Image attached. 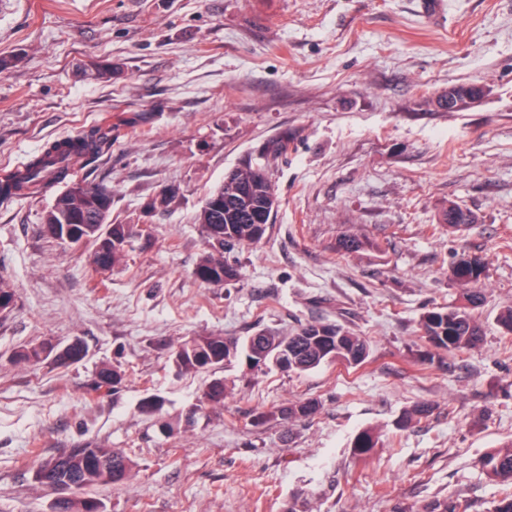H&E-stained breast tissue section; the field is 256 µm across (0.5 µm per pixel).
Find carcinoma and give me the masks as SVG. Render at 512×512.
Listing matches in <instances>:
<instances>
[{"mask_svg": "<svg viewBox=\"0 0 512 512\" xmlns=\"http://www.w3.org/2000/svg\"><path fill=\"white\" fill-rule=\"evenodd\" d=\"M112 148V128L93 127L74 139L53 143L33 156L23 168L0 175V202L20 196L41 193L53 184L73 176V165L81 159H93ZM272 184L261 169L246 163L230 171L224 183L211 193L202 205L196 221L208 245L197 263V280L222 286L238 279L236 264L224 257V248L260 241L270 228L269 212L264 199ZM112 191L103 185H84L79 193L67 188L59 193L44 217V231L48 238L62 243L64 225L73 224L79 237L96 247L103 240H112L109 259L120 265L126 257L125 247L133 238L128 224H109ZM448 232L454 233L474 222L473 215L450 202L442 213ZM484 262L474 256L460 267L452 266V275L469 284L480 281ZM465 303L455 307H434L421 317L423 337L437 348L449 352L473 349L481 340V329L473 310L483 301L481 291L472 288L464 297ZM16 293L11 284L0 277V315L11 311ZM369 355L368 340L352 331L327 323L309 324L294 334L284 336L272 332H258L243 340L226 337L221 333H205L180 342L170 351L169 362L180 374H203L210 369L243 361L245 358H264V365L251 370L261 371L271 366L288 363L286 371L305 373L326 363H343L356 367ZM82 344L73 343L65 348L51 345L45 339L20 347L14 352V362L35 366L45 361L67 365L82 360ZM120 366L104 363L98 370L97 388H116L123 380ZM226 384L220 377H212L205 386L203 402L211 407L224 406ZM163 401L154 398V405H142V410L157 416L162 430L174 433L175 425L162 416ZM319 403L313 400L292 403L278 411L284 419L309 418L317 414ZM428 407L417 405L403 412L398 425L401 428L425 417ZM376 445L370 430L355 439L354 454L367 457ZM132 460L121 450L88 443L82 448H66L41 461L35 472L36 479L57 487L68 480H76V489L86 490L100 485H119L127 482L133 471ZM482 467L488 478L504 486L502 497L496 501L493 512H512V441L487 454ZM98 499L92 496L63 497L57 500L55 512H98ZM471 504L459 497L435 500L427 504L424 512H470Z\"/></svg>", "mask_w": 512, "mask_h": 512, "instance_id": "carcinoma-1", "label": "carcinoma"}]
</instances>
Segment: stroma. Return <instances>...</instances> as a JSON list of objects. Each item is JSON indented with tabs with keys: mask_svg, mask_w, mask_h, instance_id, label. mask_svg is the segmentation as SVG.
<instances>
[{
	"mask_svg": "<svg viewBox=\"0 0 512 512\" xmlns=\"http://www.w3.org/2000/svg\"><path fill=\"white\" fill-rule=\"evenodd\" d=\"M0 0V172L104 122L110 153L77 162L112 190L110 223L133 225L124 264L95 270L91 245L49 239L47 193L0 203V512H52L37 462L96 442L136 463L92 496L106 512H421L462 496L491 512L480 460L512 441V0ZM487 95L448 110V89ZM286 152L275 153L279 141ZM260 164L279 207L264 238L235 248L237 281L194 268L196 215L227 170ZM175 194L158 200L165 188ZM457 203L476 218L449 232ZM363 248L341 254V239ZM483 257L484 343L422 336L428 309L462 303L454 255ZM333 322L367 338L366 362L303 374L237 363L224 405L180 375L170 345ZM79 340L81 363L16 366L18 347ZM120 364L116 392L95 390ZM156 396L181 432L140 403ZM315 399L310 419L279 408ZM431 407L399 428L402 412ZM377 444L353 453L362 431Z\"/></svg>",
	"mask_w": 512,
	"mask_h": 512,
	"instance_id": "1",
	"label": "stroma"
}]
</instances>
